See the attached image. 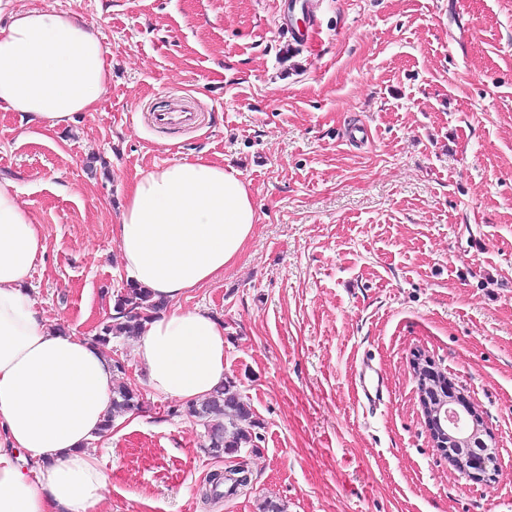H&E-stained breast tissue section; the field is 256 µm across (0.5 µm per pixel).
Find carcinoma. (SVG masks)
<instances>
[{
	"instance_id": "1",
	"label": "carcinoma",
	"mask_w": 512,
	"mask_h": 512,
	"mask_svg": "<svg viewBox=\"0 0 512 512\" xmlns=\"http://www.w3.org/2000/svg\"><path fill=\"white\" fill-rule=\"evenodd\" d=\"M163 308V301L151 299L142 289L128 283L115 299L111 320L104 323L96 334V343L105 347L114 338L137 335L143 325ZM141 410L138 390L126 382H117L112 391V409L104 420L102 431H110L116 417ZM184 412L202 422L208 437L207 451L213 458L236 457L245 448L257 450L256 441L260 436L255 428L259 423L252 420L250 405L236 390L233 379H225L224 385L207 398L185 404ZM244 474L246 470L239 463L224 468L222 473L211 474L206 497L219 499L235 495L248 485Z\"/></svg>"
}]
</instances>
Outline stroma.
<instances>
[{
  "label": "stroma",
  "mask_w": 512,
  "mask_h": 512,
  "mask_svg": "<svg viewBox=\"0 0 512 512\" xmlns=\"http://www.w3.org/2000/svg\"><path fill=\"white\" fill-rule=\"evenodd\" d=\"M93 23L109 79L52 131L0 106V178L47 249L43 316L84 336L128 275L113 233L138 172L205 157L235 169L258 221L222 276L181 303L224 324L226 375L260 427L251 482L208 499L224 460L169 416L134 340L107 354L144 399L117 417L104 512H512V0H327L295 48L291 0H11ZM182 101L192 126H157ZM362 124L369 138L346 141ZM478 410L495 482L434 448L412 358ZM389 391L369 406L362 359Z\"/></svg>",
  "instance_id": "35a3bbf8"
}]
</instances>
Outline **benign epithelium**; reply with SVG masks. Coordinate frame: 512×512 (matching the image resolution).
Segmentation results:
<instances>
[{
  "label": "benign epithelium",
  "mask_w": 512,
  "mask_h": 512,
  "mask_svg": "<svg viewBox=\"0 0 512 512\" xmlns=\"http://www.w3.org/2000/svg\"><path fill=\"white\" fill-rule=\"evenodd\" d=\"M418 379L419 398L429 426L433 446L448 460L460 466L464 474L477 482H489L497 473V455L493 438L481 430L460 438L448 430V405L463 406L469 401L456 392L453 383L442 387L443 371L426 356L417 354L412 361Z\"/></svg>",
  "instance_id": "7a95c632"
}]
</instances>
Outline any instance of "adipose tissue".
Returning a JSON list of instances; mask_svg holds the SVG:
<instances>
[{
	"mask_svg": "<svg viewBox=\"0 0 512 512\" xmlns=\"http://www.w3.org/2000/svg\"><path fill=\"white\" fill-rule=\"evenodd\" d=\"M103 44L79 16L28 9L0 29V105L52 129L106 91ZM256 212L234 171L197 159L140 173L114 233L125 270L167 308L139 332L148 385L182 403L223 384L224 326L183 308L241 252ZM37 224L0 180V512H102L109 476L91 444L112 404L111 359L88 336L49 325L31 271Z\"/></svg>",
	"mask_w": 512,
	"mask_h": 512,
	"instance_id": "adipose-tissue-1",
	"label": "adipose tissue"
}]
</instances>
